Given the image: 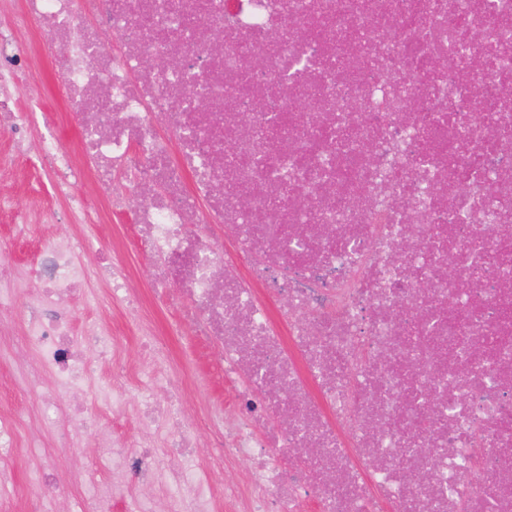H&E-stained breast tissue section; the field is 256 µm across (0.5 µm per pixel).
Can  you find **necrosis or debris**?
<instances>
[{
    "instance_id": "1",
    "label": "necrosis or debris",
    "mask_w": 512,
    "mask_h": 512,
    "mask_svg": "<svg viewBox=\"0 0 512 512\" xmlns=\"http://www.w3.org/2000/svg\"><path fill=\"white\" fill-rule=\"evenodd\" d=\"M11 28L69 34L53 65L90 115L81 159L49 133L34 149L61 190L86 171L102 209H134L154 299L185 300L237 413L189 425L187 376L157 366L152 328L150 387L129 384L109 328L74 332L96 270L142 315L109 248L88 267L52 239L30 272L0 243V317L25 325L14 386L46 383L0 415V497L25 429L38 463L19 491L43 512L65 488L44 433L74 427L111 470L82 512H154L158 480L168 512H512V0H24ZM40 81L0 33V128L21 152L32 115L11 89ZM102 362L113 416L136 411L179 465L89 428L79 395ZM203 434L246 485L192 467Z\"/></svg>"
}]
</instances>
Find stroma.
I'll list each match as a JSON object with an SVG mask.
<instances>
[{
	"instance_id": "1",
	"label": "stroma",
	"mask_w": 512,
	"mask_h": 512,
	"mask_svg": "<svg viewBox=\"0 0 512 512\" xmlns=\"http://www.w3.org/2000/svg\"><path fill=\"white\" fill-rule=\"evenodd\" d=\"M15 39L20 50L29 57L42 77L40 90H32L24 84L13 88L16 106L31 112L55 115L62 145L67 150H75L82 118L78 109L67 104L58 93L50 50L33 34L19 32L15 34ZM0 193L12 197L18 208L27 211L29 215L28 224L20 226L14 224L10 213L0 214V238L13 240L14 259L19 265L37 266L41 247L47 240L78 236L92 246L83 258L84 263L94 264L96 246L107 244L120 261L128 264L142 289H149L147 258L139 249L134 213L127 210L105 216L98 223H73L66 196L46 181L34 154L18 153L12 136L4 131H0ZM94 289L101 300L80 307L74 320L75 329H83L90 323L110 325L126 361L132 385L144 384L146 376L134 325L125 317L121 306L113 303L107 280L97 281ZM144 318L159 333L169 336L167 365L185 369L194 380L186 394L188 422L197 420V407L203 400L233 408L234 400L224 383L222 360L217 354L205 351L193 339L189 327L181 323L178 306L148 302ZM23 330L24 326L19 322L0 323V414L18 405L21 399L36 400L42 391L41 386L36 385L29 390L27 396H20L13 385L12 366L2 356L3 351L8 350ZM108 376V368H101L99 382L90 385L84 392L82 400L88 413L96 418L101 428L112 434H125L134 439L145 435V428L140 427L134 417L114 418L103 407L99 383ZM60 464L63 478L70 482L73 492L55 499L53 512H81L79 500L82 495L93 485L106 481L109 472L102 459L86 448L67 449L61 456Z\"/></svg>"
}]
</instances>
